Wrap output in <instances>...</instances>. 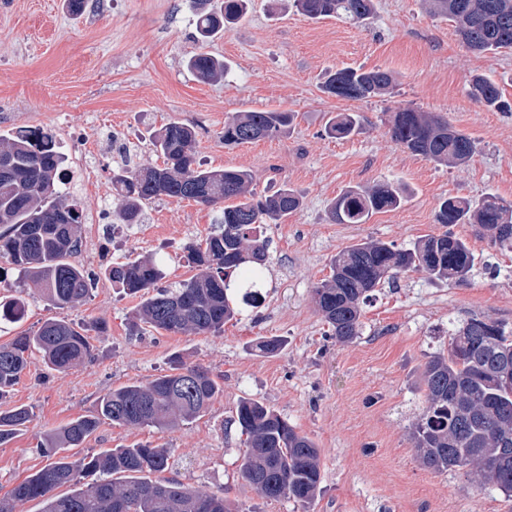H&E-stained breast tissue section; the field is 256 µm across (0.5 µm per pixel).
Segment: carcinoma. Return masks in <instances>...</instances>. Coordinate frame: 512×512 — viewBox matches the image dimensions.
I'll return each mask as SVG.
<instances>
[{"mask_svg":"<svg viewBox=\"0 0 512 512\" xmlns=\"http://www.w3.org/2000/svg\"><path fill=\"white\" fill-rule=\"evenodd\" d=\"M433 14L448 17L463 46L475 53L512 50V0H422ZM197 41L205 45L231 30L251 0H193ZM310 19L336 18L367 24L374 0H292ZM198 81L224 78L228 63L200 51L187 61ZM396 78L386 70L342 68L332 73L325 92L363 99L392 94ZM469 96L488 108L501 107L499 86L475 76ZM296 114L286 109L236 112L224 121V145L239 146L274 138L288 131ZM357 114L341 112L326 132L336 139L353 136ZM392 139L412 153L448 166L466 164L476 152L474 140L446 121L410 106L390 115ZM162 165L112 172V193L120 202L123 224L142 222L144 205L156 198L222 205L215 223L218 234L196 238L185 246L184 261L196 273L165 287L166 277L152 256L114 262L105 275L140 301L132 330L167 333H220L243 312L237 296L254 298L268 263L263 229L277 224L301 205L291 188L255 198L254 177L243 169H211L196 160L193 127L171 119L152 134ZM65 155L53 134L41 129L0 135V258L18 271V280L38 287L47 305L74 308L89 296L94 278L69 261L81 243L83 211L69 201L63 187ZM403 191L388 181L351 188L330 205L331 219L362 224L375 212L401 206ZM435 223L444 227L471 224L502 250L512 251V202L495 196L472 201H440ZM476 265L468 242L451 231L428 235L405 248L377 239L360 240L334 256L330 275L315 289V303L336 342L348 344L361 334L362 304L370 293L400 273L423 272L432 281L464 283ZM24 305L0 303V318L20 319ZM448 353L429 357L423 371L425 402L412 425L411 438L423 464L434 472L465 471L479 486L486 483L512 493V327L498 320L468 319L448 333ZM285 341L264 337L259 353L279 354ZM57 372L68 371L92 356L88 336L73 323L56 318L32 334L0 344V400L19 383L34 353ZM222 392L201 365L176 361L170 372L143 384L110 389L99 400V416L81 417L41 433L36 445L49 463L13 486L0 498V512H17L30 500H44L43 512H236L224 490L201 491L175 480H151L143 473L167 469L166 448L147 445L114 448L71 459L97 429L103 417L119 426L167 428L203 413ZM26 406L0 411V445L32 423ZM234 422L245 436L241 478L268 500L311 505L320 491L321 461L316 443L295 430L273 409L253 399L239 401ZM62 486L71 492L56 495Z\"/></svg>","mask_w":512,"mask_h":512,"instance_id":"cac0c4a2","label":"carcinoma"}]
</instances>
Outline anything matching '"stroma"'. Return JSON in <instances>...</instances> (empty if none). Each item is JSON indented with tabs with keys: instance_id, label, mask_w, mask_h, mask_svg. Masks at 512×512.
I'll return each mask as SVG.
<instances>
[{
	"instance_id": "1",
	"label": "stroma",
	"mask_w": 512,
	"mask_h": 512,
	"mask_svg": "<svg viewBox=\"0 0 512 512\" xmlns=\"http://www.w3.org/2000/svg\"><path fill=\"white\" fill-rule=\"evenodd\" d=\"M374 3L364 25L292 10L274 14L268 0H252L246 17L208 44L230 71L207 84L186 67L200 48L189 0H86L79 13L66 0H0V133L36 126L59 139L81 133L101 143L112 133L133 163L154 166L150 131L177 119L194 128L205 167L245 169L257 193L288 186L302 198L297 211L266 229L261 301L220 334H131L138 300L103 275L114 260L153 254L165 261L170 280L190 278L184 244L221 231L219 207L191 200H154L139 224L114 215L105 224H83L73 260L96 281L78 307H48L28 284L13 289L26 314L0 325V343L57 318L85 329L92 358L58 373L32 357L9 403L32 407L35 419L0 446V496L45 465L35 451L40 432L94 414L109 389L149 382L178 356L207 368L223 388L205 413L165 430L103 419L75 456L134 444L169 449L166 477L195 489L223 486L239 512H512V497L497 488L425 468L410 438L422 408L424 365L447 348L449 329L476 316L512 325V252L471 225H455L478 258L469 281L432 282L416 272L383 284L363 306L361 335L347 345L336 342L314 304L332 257L350 244L379 239L403 248L441 233L435 212L445 197L493 194L512 202V52L467 51L451 22L420 0ZM346 67L393 71L396 86L391 95L362 100L324 93L328 74ZM475 74L498 83L508 110L469 97ZM400 105L468 134L477 144L472 160L439 165L396 144L389 115ZM276 108L296 114L288 133L225 146L231 113ZM339 112L359 115L353 137L326 135ZM123 158L115 150L94 157L102 173L80 198L85 216L111 206L112 171ZM380 180L403 190L399 208L362 224L331 221L333 199ZM101 323L106 332H98ZM264 336L282 337L285 350L257 352ZM244 398L266 404L317 444L322 490L310 507L263 499L239 477L244 445L232 418Z\"/></svg>"
}]
</instances>
